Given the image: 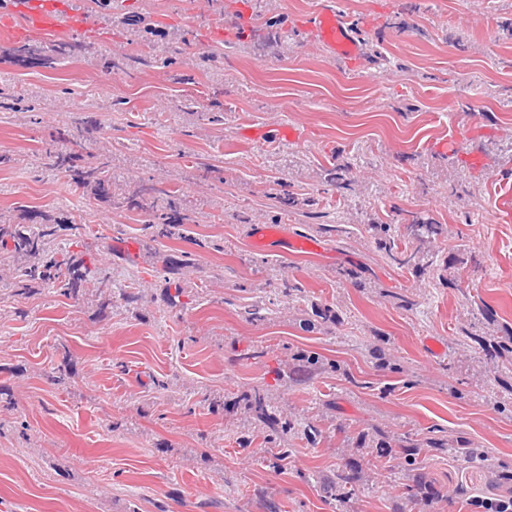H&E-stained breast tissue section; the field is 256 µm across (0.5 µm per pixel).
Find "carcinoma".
Instances as JSON below:
<instances>
[{
  "instance_id": "cac0c4a2",
  "label": "carcinoma",
  "mask_w": 512,
  "mask_h": 512,
  "mask_svg": "<svg viewBox=\"0 0 512 512\" xmlns=\"http://www.w3.org/2000/svg\"><path fill=\"white\" fill-rule=\"evenodd\" d=\"M83 50V43L76 39L59 40L50 44L18 43L4 50V56L19 65L35 64L42 68L54 69L59 61L76 57ZM78 142L47 152L52 165L70 173L73 183L90 190L94 199L110 202L112 175L106 162L94 159L84 165L76 164L74 147ZM327 184L336 190L339 197L346 196L351 190L353 179L349 168L335 167L327 170ZM127 206L145 212L152 217L147 224L149 234L154 239L185 240L190 230L187 224L191 218L182 213L177 199L171 192L154 186L134 192L128 198ZM59 224H0V247L13 257L23 258L26 264L16 267L14 272V295L23 297L39 285L54 288L63 296L76 297L93 280L94 270L83 261L74 257L63 247L55 248L52 243L57 238ZM310 232L319 236L339 237L347 233L341 224L315 223L308 225ZM380 235L376 238V248L396 267L411 268L424 275L434 265L432 245L448 238V227L437 224L427 218L414 215L405 224V232L394 234L391 225H379ZM280 292L288 301L305 297L306 290L295 280L285 279ZM457 334L464 340L476 343L485 357L494 360L506 359L512 354V326L503 325L499 335L486 340L473 332V326L462 325ZM323 366V360L315 352L299 355L298 367L309 373ZM48 380L55 386L66 388L73 382L74 373L66 364L52 366L46 372ZM245 408L257 421L266 443L278 449L276 465L288 460L286 448L289 436L297 433L295 420L281 416L273 410L267 389L263 386L249 388L242 397ZM429 441H421L407 436L403 440L404 464L408 467L418 465L427 453ZM355 478L344 470L336 471V476L328 480L335 492L336 500L345 501L355 494Z\"/></svg>"
}]
</instances>
